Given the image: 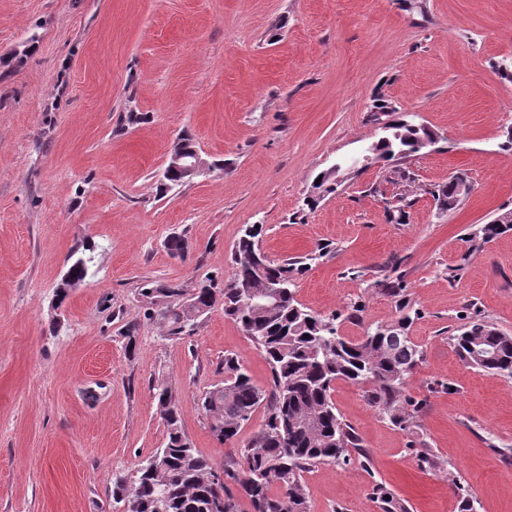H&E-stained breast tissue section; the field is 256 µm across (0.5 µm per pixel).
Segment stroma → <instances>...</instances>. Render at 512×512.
I'll list each match as a JSON object with an SVG mask.
<instances>
[{"instance_id":"stroma-1","label":"stroma","mask_w":512,"mask_h":512,"mask_svg":"<svg viewBox=\"0 0 512 512\" xmlns=\"http://www.w3.org/2000/svg\"><path fill=\"white\" fill-rule=\"evenodd\" d=\"M17 49L28 52L20 64ZM511 62L512 0H0V512H112L116 477L134 479L166 441L163 381L215 468L261 429L260 409L218 443L200 406L228 354L270 387L239 325L218 305L170 340L142 294L223 286L250 224L277 263L328 245L296 296L340 335L394 324L385 285L397 279L419 313L413 431L337 381V412L365 452L304 473L311 512H379L377 483L407 512H459L461 489L478 512H512V457L501 454L512 449V379L466 367L452 342L474 315L512 335V232L471 241L512 209ZM379 97L417 115L436 144L403 169L346 175L307 207L318 173L382 136L369 118ZM184 130L224 169L159 194ZM453 175L471 192L441 216L430 191ZM392 181L414 202L401 224L379 194ZM174 235L187 257L169 253ZM87 248V278L57 304L71 255Z\"/></svg>"}]
</instances>
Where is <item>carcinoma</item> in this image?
<instances>
[{
    "mask_svg": "<svg viewBox=\"0 0 512 512\" xmlns=\"http://www.w3.org/2000/svg\"><path fill=\"white\" fill-rule=\"evenodd\" d=\"M371 118L383 124L386 138L369 148L372 159L402 163L417 154V143L435 138L423 124L404 118L396 102L377 98ZM438 201L446 210L457 209L467 194L457 186L437 189ZM512 231V218L502 213L478 229V237L488 242ZM263 228L243 233L236 242L232 259L234 273L221 289L203 285L190 295L202 308L212 310L220 304L224 315L235 320L248 338L265 354L271 371V388H257L238 358L224 357V384L213 387L202 397L201 405L210 418V432L221 444L234 440L253 413L264 407L262 428L239 450V459H227L218 471L193 447L182 429L179 405L172 387L163 382L155 397L167 428L164 447L138 469L136 479L118 478L112 489L115 512H240L238 495L249 500L251 512H310L303 472L322 463H344L349 449L361 447L353 428L336 412L331 393L338 380L364 387L368 401L378 407L390 422L409 428L414 413L407 409L405 391L410 375H402L409 365L417 367L421 351L408 336L413 322L406 313L410 302L402 284L390 285L403 315L387 328L368 327L364 335L353 339L338 333L336 324L308 311L296 299V280L308 269V262L328 254L320 245L311 254L294 261L276 264L267 261L264 279L249 275L246 262L258 251ZM89 258L77 257L68 267L58 287L65 300L70 283H82L88 273ZM270 283L281 286L277 304L270 310L253 306L250 294L262 293ZM142 295L157 304L159 298L171 302L158 310L167 324V337L181 339L195 333L185 322L179 299L184 289L178 284L144 288ZM388 336H403L381 352ZM490 349L491 358L479 360L473 355L477 344ZM455 346L467 366L512 378V336L492 324L473 318L455 337ZM224 475V483L212 477ZM279 492L272 493L273 487ZM374 495L382 512H407L405 505L383 486Z\"/></svg>",
    "mask_w": 512,
    "mask_h": 512,
    "instance_id": "carcinoma-1",
    "label": "carcinoma"
}]
</instances>
